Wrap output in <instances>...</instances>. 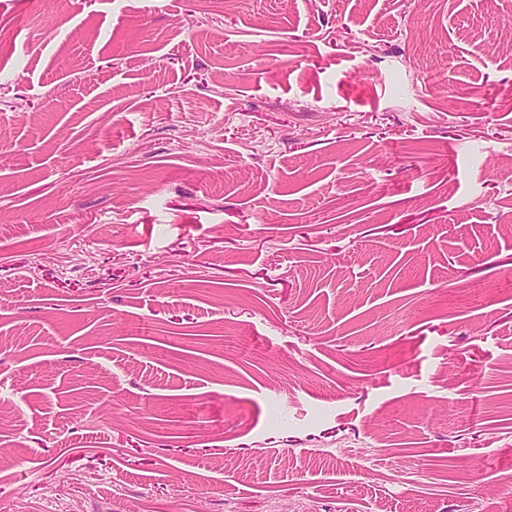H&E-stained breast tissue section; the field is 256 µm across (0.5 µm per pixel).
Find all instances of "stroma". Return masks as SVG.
Listing matches in <instances>:
<instances>
[{
    "instance_id": "obj_1",
    "label": "stroma",
    "mask_w": 512,
    "mask_h": 512,
    "mask_svg": "<svg viewBox=\"0 0 512 512\" xmlns=\"http://www.w3.org/2000/svg\"><path fill=\"white\" fill-rule=\"evenodd\" d=\"M512 0H0V512H512Z\"/></svg>"
}]
</instances>
